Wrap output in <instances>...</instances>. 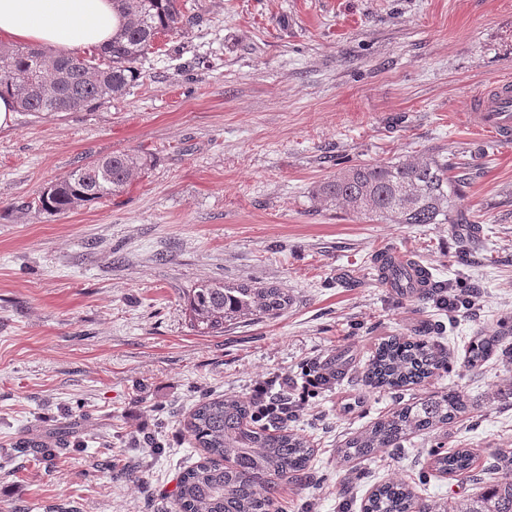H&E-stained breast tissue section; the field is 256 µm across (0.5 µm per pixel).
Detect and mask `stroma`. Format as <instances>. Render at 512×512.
Segmentation results:
<instances>
[{
  "mask_svg": "<svg viewBox=\"0 0 512 512\" xmlns=\"http://www.w3.org/2000/svg\"><path fill=\"white\" fill-rule=\"evenodd\" d=\"M199 21L139 63L130 91L93 110L16 112L0 128V512H174L177 479L202 462L183 420L199 400L249 398L285 376L289 397L326 360L345 372L288 423L311 441L306 478L270 512H362L401 477L426 499L476 492L512 448V383L463 362L477 333L512 328V146L468 126L470 101L512 77V0H186ZM137 150L153 166L118 197L51 216L33 201L87 162ZM464 159L458 216L480 212L468 248L444 224H384L317 205V182L358 163ZM413 256L448 311L383 287L382 250ZM206 280L275 285V317L191 329ZM435 333L448 368L375 392L377 344ZM455 389L472 409L433 434L341 465L338 446L382 415ZM63 437L52 457L39 441ZM30 449H22V441ZM465 447L472 476L431 466Z\"/></svg>",
  "mask_w": 512,
  "mask_h": 512,
  "instance_id": "35a3bbf8",
  "label": "stroma"
}]
</instances>
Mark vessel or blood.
Listing matches in <instances>:
<instances>
[{"label": "vessel or blood", "mask_w": 512, "mask_h": 512, "mask_svg": "<svg viewBox=\"0 0 512 512\" xmlns=\"http://www.w3.org/2000/svg\"><path fill=\"white\" fill-rule=\"evenodd\" d=\"M472 127L491 133L500 143H512V80L495 81L475 97L468 114Z\"/></svg>", "instance_id": "b4317fda"}]
</instances>
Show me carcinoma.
<instances>
[{"instance_id":"carcinoma-1","label":"carcinoma","mask_w":512,"mask_h":512,"mask_svg":"<svg viewBox=\"0 0 512 512\" xmlns=\"http://www.w3.org/2000/svg\"><path fill=\"white\" fill-rule=\"evenodd\" d=\"M121 19L112 41L88 58L52 53L41 48L0 47V88L10 92L24 112H73L97 107L129 91L141 77L138 64L154 49L160 36H181L193 24L180 0H113ZM152 159L135 152L97 158L70 171L39 196L37 207L49 215L124 193L132 177ZM466 166L428 155L398 163H359L339 169L318 183L313 199L326 207H341L386 224H468L480 234L479 217L454 218L456 185ZM291 298L276 286H228L202 281L188 294L191 326L201 334L221 333L224 323L242 317H274ZM512 365V346L495 335L475 336L465 350V366L482 367L490 359ZM432 337L416 333L391 336L375 348L365 375L372 389L419 385L446 366ZM471 404L456 390L433 392L375 421L349 437L339 449L350 463L383 448H397L414 433H434L466 413ZM250 402L239 397L207 398L194 406L184 429L206 460L178 479L176 512H270L285 478L306 474L313 449L306 438L282 423L269 430L248 421ZM473 454L458 448L433 456L436 471L467 477ZM363 512H512V479L486 482L475 494L454 501H430L417 496L404 480H391L368 497Z\"/></svg>"}]
</instances>
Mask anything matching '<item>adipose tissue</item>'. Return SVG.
<instances>
[{"label": "adipose tissue", "instance_id": "adipose-tissue-1", "mask_svg": "<svg viewBox=\"0 0 512 512\" xmlns=\"http://www.w3.org/2000/svg\"><path fill=\"white\" fill-rule=\"evenodd\" d=\"M118 26L112 0H0V42L51 52L92 48Z\"/></svg>", "mask_w": 512, "mask_h": 512}]
</instances>
